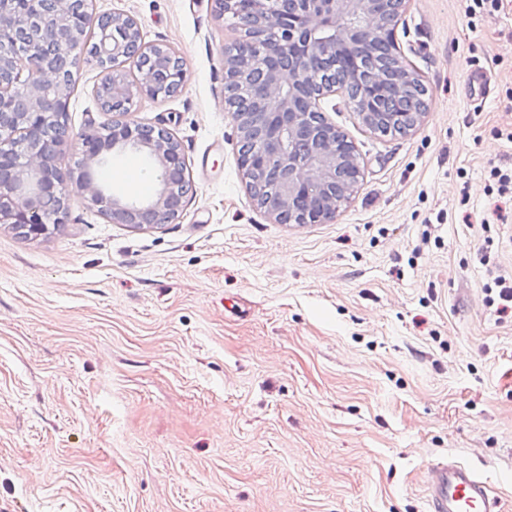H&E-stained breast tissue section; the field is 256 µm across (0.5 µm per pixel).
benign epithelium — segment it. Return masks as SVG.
I'll return each mask as SVG.
<instances>
[{"label":"benign epithelium","instance_id":"obj_1","mask_svg":"<svg viewBox=\"0 0 512 512\" xmlns=\"http://www.w3.org/2000/svg\"><path fill=\"white\" fill-rule=\"evenodd\" d=\"M239 1L250 9V27L263 30L252 44L255 53L245 42L224 47V82L243 86L249 98L247 111L233 114L238 138L252 144L241 159L247 187L278 222L332 219L349 199L343 177L350 157L336 149V127L312 111L316 101L337 92L331 85L312 94V65L346 58L348 78L372 104L361 113L363 121L379 120V98L388 83L383 72H368L359 60L380 34L397 46L395 29L382 19L388 0H216L219 15ZM83 58L100 69L96 96L110 116L101 133L75 132L66 120V91ZM22 64L23 80L17 74ZM126 65L138 72L135 80L120 71ZM185 79L175 52L143 44L132 18L90 11L88 0H0V214L37 238L49 225L64 223L65 201L75 185L112 222L175 221L195 193L180 143L162 125L131 120L111 106H127L136 95H173ZM67 144L85 160L76 176L57 165ZM126 150L154 160V197L126 200L96 176L110 153ZM50 197L60 200L53 209L46 205Z\"/></svg>","mask_w":512,"mask_h":512}]
</instances>
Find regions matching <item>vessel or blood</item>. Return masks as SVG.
Listing matches in <instances>:
<instances>
[{
    "mask_svg": "<svg viewBox=\"0 0 512 512\" xmlns=\"http://www.w3.org/2000/svg\"><path fill=\"white\" fill-rule=\"evenodd\" d=\"M425 512H499V502L474 468L439 461L427 471Z\"/></svg>",
    "mask_w": 512,
    "mask_h": 512,
    "instance_id": "vessel-or-blood-1",
    "label": "vessel or blood"
}]
</instances>
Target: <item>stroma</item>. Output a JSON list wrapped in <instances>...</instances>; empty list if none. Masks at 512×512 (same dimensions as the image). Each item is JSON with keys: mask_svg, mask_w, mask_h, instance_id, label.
Masks as SVG:
<instances>
[{"mask_svg": "<svg viewBox=\"0 0 512 512\" xmlns=\"http://www.w3.org/2000/svg\"><path fill=\"white\" fill-rule=\"evenodd\" d=\"M466 6L400 10L398 54L430 90L407 134L320 100L361 175L335 218L299 226L247 189L224 107L240 31L215 0H93L181 57L182 89L129 116L178 139L196 193L157 227L75 188L46 235L0 221V512H424L444 459L512 512V318L485 307L481 263L512 275V209L493 220L486 173L512 166V0ZM99 76L74 70L75 131L108 120ZM426 229L439 242L413 255Z\"/></svg>", "mask_w": 512, "mask_h": 512, "instance_id": "1", "label": "stroma"}]
</instances>
